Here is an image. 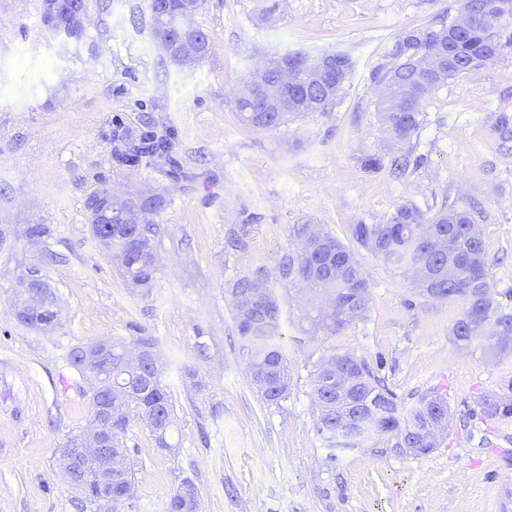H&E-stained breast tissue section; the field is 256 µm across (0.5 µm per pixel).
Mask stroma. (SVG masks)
<instances>
[{
    "label": "stroma",
    "instance_id": "1",
    "mask_svg": "<svg viewBox=\"0 0 512 512\" xmlns=\"http://www.w3.org/2000/svg\"><path fill=\"white\" fill-rule=\"evenodd\" d=\"M204 0L191 18L212 49L179 66L153 36L148 0H90L73 39L41 20L42 0H0V512H79L57 450L91 420L88 375L70 351L109 341L134 349L153 337L175 403L171 449L131 419L139 471L135 512H164L182 479L195 512H512V351L454 342L462 307L415 296L409 274L372 253L356 257L369 284L365 316L333 336L308 330L322 302L277 287L291 390L281 406L249 384L229 279L275 267L296 249L297 224L351 242L356 224L396 207L456 203L473 210L486 246L490 295L512 314V19L500 55L450 80L422 109L423 166L405 176L362 168L396 147L376 112L373 73L405 31L456 18L461 0ZM342 52L353 70L328 112L272 130L240 120L233 91L268 59ZM172 130L170 160L130 167L116 132ZM109 190L164 198L151 215L153 288H128L92 238L85 199ZM49 227L46 237L30 226ZM245 250L226 248L238 225ZM56 300L53 328L17 318L32 281ZM351 353L384 378L401 407L421 393L448 400L434 449L396 452L387 437L330 453L316 430L311 373Z\"/></svg>",
    "mask_w": 512,
    "mask_h": 512
}]
</instances>
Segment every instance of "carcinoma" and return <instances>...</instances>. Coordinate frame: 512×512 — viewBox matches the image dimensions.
<instances>
[{"instance_id": "obj_1", "label": "carcinoma", "mask_w": 512, "mask_h": 512, "mask_svg": "<svg viewBox=\"0 0 512 512\" xmlns=\"http://www.w3.org/2000/svg\"><path fill=\"white\" fill-rule=\"evenodd\" d=\"M181 0H149V9L163 6L166 14L152 22L156 40L170 41L180 16ZM89 7V0H43V22L62 19L60 6ZM464 15L474 16L464 29L451 20H440L424 30H409L392 46L386 63L374 72L381 99L377 112L390 138L404 144L392 155L390 169L400 175L417 170L425 161L417 152V132L422 106L448 81L469 74L493 59L500 50L494 33L501 18L512 17V0H464ZM312 63L300 52L268 61L262 86L248 77L234 97L241 121L255 130L274 129L312 112H325L337 99L353 67L350 57L333 53L334 78L320 88L285 86L282 71ZM170 133H155L125 141V161L135 165L145 155L159 162L168 159ZM301 239L297 251L284 253L273 271L259 268L227 284L238 338L252 387L268 404L288 398L291 378L281 344L282 309L274 285H303L322 291L333 306L318 315V323L334 335L366 309L368 282L354 251L330 233L313 231L307 224L294 227ZM352 235L385 265L417 275L419 295H438L462 305L452 327L458 342L482 336L504 352L512 339V314L498 312L489 298L486 249L475 229L470 210L443 205L435 212L402 204L383 222L356 224ZM155 231L152 224H137L133 232L112 231L108 253L130 288L150 290L156 279ZM137 344L150 353L147 361L126 362L125 351L112 348V384L101 392L109 395L112 408V451L118 466L112 468V496L133 497L135 481L131 451L125 446L134 411L147 426L156 445L168 448L174 408L163 381L156 341L142 336ZM318 407L317 432L329 445L357 448L375 436L393 441V447L432 450L427 441L433 423L448 418L447 400L434 392L419 396L407 412L399 408L393 392L366 363L350 353L334 355L312 374ZM196 491L184 479L166 503L165 512H195Z\"/></svg>"}]
</instances>
